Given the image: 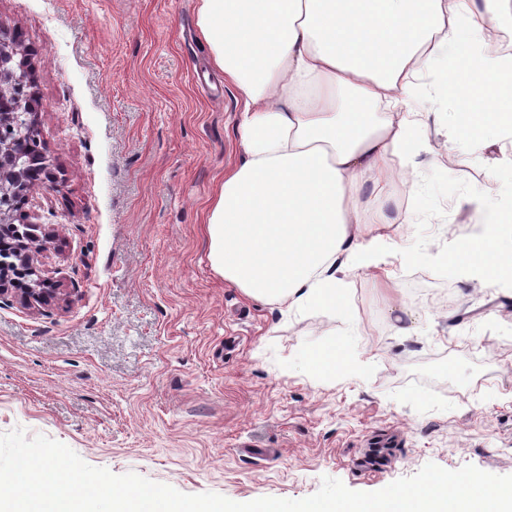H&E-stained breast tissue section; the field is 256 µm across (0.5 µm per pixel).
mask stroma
I'll return each instance as SVG.
<instances>
[{"instance_id": "35a3bbf8", "label": "stroma", "mask_w": 512, "mask_h": 512, "mask_svg": "<svg viewBox=\"0 0 512 512\" xmlns=\"http://www.w3.org/2000/svg\"><path fill=\"white\" fill-rule=\"evenodd\" d=\"M197 7L0 0L64 180L22 208L51 235L37 265L59 296L0 299V433L236 502L326 476L374 492L430 462L512 474V311L494 291L396 264L285 321L213 272L202 210L238 158L236 103Z\"/></svg>"}]
</instances>
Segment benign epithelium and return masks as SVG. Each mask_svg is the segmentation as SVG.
Listing matches in <instances>:
<instances>
[{
    "mask_svg": "<svg viewBox=\"0 0 512 512\" xmlns=\"http://www.w3.org/2000/svg\"><path fill=\"white\" fill-rule=\"evenodd\" d=\"M38 97L28 64V49L13 37L0 40V239L15 240L12 260L0 261V298L18 281L27 304L46 305L57 289L41 275L36 253L50 235H38L35 224H16L28 193L36 186L59 187L46 156L36 122Z\"/></svg>",
    "mask_w": 512,
    "mask_h": 512,
    "instance_id": "obj_1",
    "label": "benign epithelium"
}]
</instances>
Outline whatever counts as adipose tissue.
<instances>
[{
	"label": "adipose tissue",
	"mask_w": 512,
	"mask_h": 512,
	"mask_svg": "<svg viewBox=\"0 0 512 512\" xmlns=\"http://www.w3.org/2000/svg\"><path fill=\"white\" fill-rule=\"evenodd\" d=\"M512 0H198L212 66L237 106L239 159L205 211L213 271L281 315L332 301L358 270L431 264L395 224H425L431 191L458 203L443 224H481L511 248L512 83L459 100L473 74L512 75V45L491 48ZM475 153L497 185H461L439 151ZM449 277L481 280L456 260Z\"/></svg>",
	"instance_id": "1"
}]
</instances>
